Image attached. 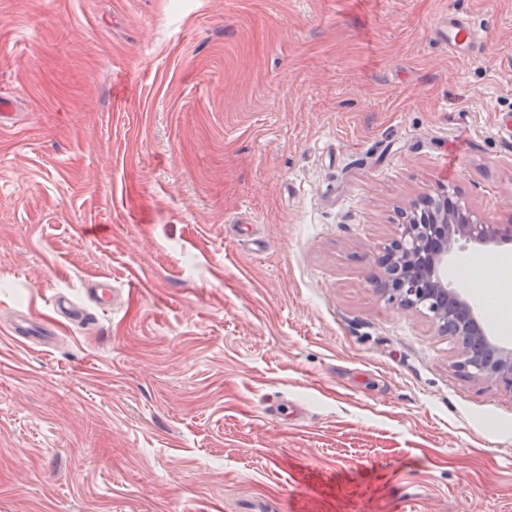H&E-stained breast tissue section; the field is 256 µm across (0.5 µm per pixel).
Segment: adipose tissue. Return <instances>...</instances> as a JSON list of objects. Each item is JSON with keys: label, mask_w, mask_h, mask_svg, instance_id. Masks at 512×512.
I'll use <instances>...</instances> for the list:
<instances>
[{"label": "adipose tissue", "mask_w": 512, "mask_h": 512, "mask_svg": "<svg viewBox=\"0 0 512 512\" xmlns=\"http://www.w3.org/2000/svg\"><path fill=\"white\" fill-rule=\"evenodd\" d=\"M461 283L484 305L512 306V258L495 256L469 264Z\"/></svg>", "instance_id": "obj_1"}]
</instances>
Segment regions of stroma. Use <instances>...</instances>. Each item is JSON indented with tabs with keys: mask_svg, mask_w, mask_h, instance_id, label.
I'll use <instances>...</instances> for the list:
<instances>
[{
	"mask_svg": "<svg viewBox=\"0 0 512 512\" xmlns=\"http://www.w3.org/2000/svg\"><path fill=\"white\" fill-rule=\"evenodd\" d=\"M5 96L0 512H512V393L371 283L423 196L512 224V0H0ZM483 29L468 17L448 14V18L440 20L434 32L437 39L448 45V51L466 61L479 59ZM12 336H19L24 340H46L49 333L34 323L26 313H18L9 324Z\"/></svg>",
	"mask_w": 512,
	"mask_h": 512,
	"instance_id": "obj_1",
	"label": "stroma"
}]
</instances>
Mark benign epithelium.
<instances>
[{
    "label": "benign epithelium",
    "mask_w": 512,
    "mask_h": 512,
    "mask_svg": "<svg viewBox=\"0 0 512 512\" xmlns=\"http://www.w3.org/2000/svg\"><path fill=\"white\" fill-rule=\"evenodd\" d=\"M461 241L483 248L511 243L512 225L471 213L460 224L448 217L443 224H422L417 207L402 212L376 276L381 295L402 310H426L435 335L457 345L458 371L512 393V350L489 338L473 307L445 281L448 258Z\"/></svg>",
    "instance_id": "obj_1"
}]
</instances>
